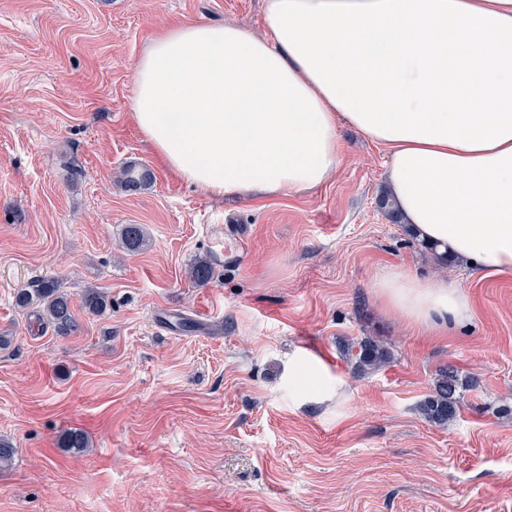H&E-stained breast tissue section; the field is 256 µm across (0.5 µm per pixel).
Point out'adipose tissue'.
Listing matches in <instances>:
<instances>
[{
    "mask_svg": "<svg viewBox=\"0 0 512 512\" xmlns=\"http://www.w3.org/2000/svg\"><path fill=\"white\" fill-rule=\"evenodd\" d=\"M264 37L162 27L132 116L159 162L214 197L323 185L349 126L383 146L405 224L440 254L512 272V0H264ZM381 298L436 328L470 301L399 272Z\"/></svg>",
    "mask_w": 512,
    "mask_h": 512,
    "instance_id": "adipose-tissue-1",
    "label": "adipose tissue"
}]
</instances>
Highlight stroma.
<instances>
[{
  "label": "stroma",
  "mask_w": 512,
  "mask_h": 512,
  "mask_svg": "<svg viewBox=\"0 0 512 512\" xmlns=\"http://www.w3.org/2000/svg\"><path fill=\"white\" fill-rule=\"evenodd\" d=\"M263 0H0V512H512V272L437 260L377 207L384 149L342 128L320 187L213 197L134 124L135 64L157 30L265 31ZM130 163L151 187L116 181ZM148 247L127 252L125 225ZM202 256L218 279L190 282ZM396 271L447 279L472 311L444 332L387 309ZM59 280L79 328L15 303ZM106 295L94 315L85 290ZM373 336L391 363L357 371ZM458 418L420 405L440 368ZM84 430L90 446L62 447ZM344 352L348 358L355 361L357 367L362 369L376 370L390 363L392 359V353L385 345L370 336L348 344ZM462 384L453 367L439 369L433 383V393L421 404L424 418L432 424L443 426L456 419L460 411Z\"/></svg>",
  "instance_id": "stroma-1"
}]
</instances>
